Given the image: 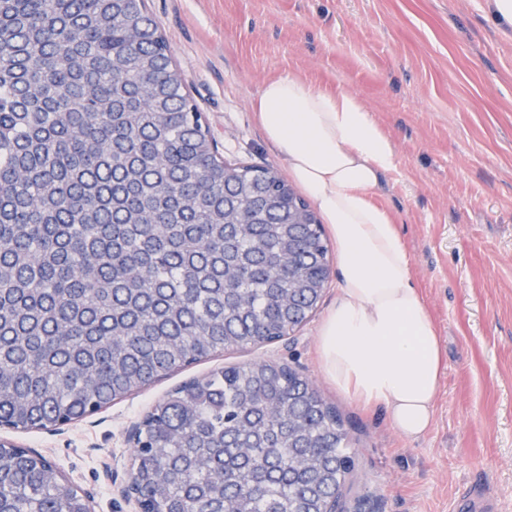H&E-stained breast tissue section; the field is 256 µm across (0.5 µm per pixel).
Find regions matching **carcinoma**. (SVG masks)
I'll return each mask as SVG.
<instances>
[{
	"label": "carcinoma",
	"instance_id": "carcinoma-1",
	"mask_svg": "<svg viewBox=\"0 0 512 512\" xmlns=\"http://www.w3.org/2000/svg\"><path fill=\"white\" fill-rule=\"evenodd\" d=\"M330 277L308 202L217 156L145 0H0V423L45 430L298 330ZM348 429L294 369L229 365L145 424L151 512H328ZM4 512H86L0 448Z\"/></svg>",
	"mask_w": 512,
	"mask_h": 512
}]
</instances>
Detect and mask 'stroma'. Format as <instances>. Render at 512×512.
Listing matches in <instances>:
<instances>
[{
	"instance_id": "obj_1",
	"label": "stroma",
	"mask_w": 512,
	"mask_h": 512,
	"mask_svg": "<svg viewBox=\"0 0 512 512\" xmlns=\"http://www.w3.org/2000/svg\"><path fill=\"white\" fill-rule=\"evenodd\" d=\"M219 157L286 173L253 109L262 84L294 72L358 96L391 132L398 165L379 200L393 214L438 330L445 372L431 429L402 438L379 409L336 391L317 329L336 301L339 259L311 318L287 340L169 373L60 431H8L51 458L95 512L114 501L129 425L177 386L229 364L278 361L311 379L348 428L352 512H456L483 486L512 512V31L488 0H146Z\"/></svg>"
}]
</instances>
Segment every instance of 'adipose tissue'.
<instances>
[{
    "mask_svg": "<svg viewBox=\"0 0 512 512\" xmlns=\"http://www.w3.org/2000/svg\"><path fill=\"white\" fill-rule=\"evenodd\" d=\"M256 112L340 258L339 293L317 332L325 378L382 408L403 438L420 439L434 419L443 350L409 250L376 201L382 178L397 167L392 134L355 94L316 89L291 72L263 83Z\"/></svg>",
    "mask_w": 512,
    "mask_h": 512,
    "instance_id": "adipose-tissue-1",
    "label": "adipose tissue"
}]
</instances>
